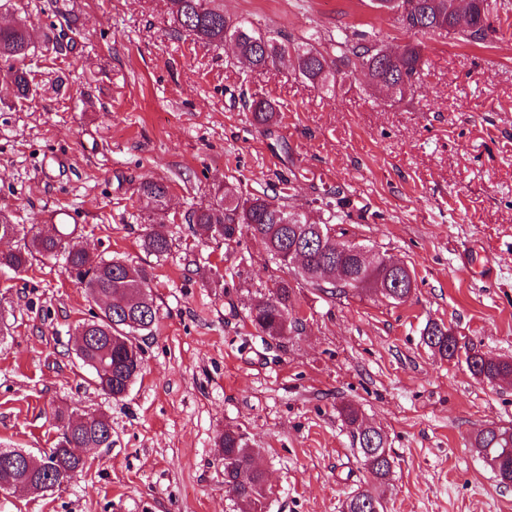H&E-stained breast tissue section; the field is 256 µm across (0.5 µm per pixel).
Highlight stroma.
<instances>
[{
  "instance_id": "35a3bbf8",
  "label": "stroma",
  "mask_w": 512,
  "mask_h": 512,
  "mask_svg": "<svg viewBox=\"0 0 512 512\" xmlns=\"http://www.w3.org/2000/svg\"><path fill=\"white\" fill-rule=\"evenodd\" d=\"M224 13L291 37L310 29L378 33L422 48L412 95L394 103L350 74L318 89L284 62L250 70L173 32L166 0H8L0 24L26 16L46 33L64 17L74 48L38 45L25 62L37 92L16 98L0 80V207L18 224L66 211L94 254H119L152 273L157 321L141 342L143 369L112 398L75 354V327L97 307L63 259L0 272V448L55 446L52 413L99 411L110 449L35 495L0 494V512H240L224 490L216 437L244 433L261 452L262 512H341L376 479L338 409L349 404L387 437V512H512L474 444L512 424V383L490 385L423 342L427 322L450 327L486 356L512 359V17L482 42L411 34L370 0H222ZM60 91H50L55 78ZM267 98L278 117L257 124ZM169 187L164 214L137 186ZM274 194L315 211L338 193L337 231L415 275L391 304L356 290L328 296L294 281L303 325L258 335L255 293L288 277L253 234L204 241L185 217L214 184ZM166 225L163 258L140 247Z\"/></svg>"
}]
</instances>
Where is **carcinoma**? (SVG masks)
<instances>
[{"label":"carcinoma","instance_id":"carcinoma-1","mask_svg":"<svg viewBox=\"0 0 512 512\" xmlns=\"http://www.w3.org/2000/svg\"><path fill=\"white\" fill-rule=\"evenodd\" d=\"M460 0H371L372 6L394 15L399 28L411 32L443 34L448 28L465 41H484L496 32L493 20L509 11L507 0H465L468 23L456 27L457 3ZM171 23L175 32L193 41L215 48L234 43L238 59L251 70H265L277 60L294 55L298 74L317 88L333 87L337 76L347 69L364 72L375 89H393L403 99L413 91L421 76L422 56L418 45L405 43L389 47L375 34L353 32L325 37L312 29L294 42L288 35L279 37L263 31L250 21H234L224 14L220 0H168ZM35 44L34 28L24 20L0 26V61L10 63L4 78L10 80L17 98L26 99L33 88L24 63ZM254 121L267 125L276 115L269 99H256L249 105ZM289 187L269 196L243 195L238 188L224 182L214 188L212 201L187 215L186 222L196 234L208 239L232 241L243 231L260 236L268 253L288 266V252L303 241L305 270L296 275L309 286L331 297L346 293L352 287L372 293L379 278L389 271L383 259L376 265L361 264L354 256L336 254V243L322 242L312 230L314 221L297 222L296 214L285 204ZM169 186L162 180L145 179L137 188L142 207L152 213L165 209ZM10 230L21 244L0 253V271L19 272L38 256L63 254L66 270L84 285L89 297L99 305L94 320L77 327L87 337L77 350V357L91 370L94 385L114 398L123 396L126 387L142 370V348L139 338L152 333L157 321V307L151 293V272L144 266H133L120 257L102 258L89 253L73 240L74 231L60 224H16L10 210L0 207V232ZM142 250L161 257L171 249V239L163 224H151L141 237ZM248 318L265 336L282 338L302 324L296 308L294 288L288 280H280L269 294L253 299ZM429 329L438 333L429 348L441 358L464 359L472 375L489 383L512 379V360L492 359L473 343L458 346L453 333L437 323ZM339 414L358 436L363 427L359 412L342 405ZM59 440L48 457V464L30 465L26 461L7 464L0 457V488L16 482L33 493H43L60 486L70 475L82 470L84 462L70 453L72 448L112 447L109 430L112 425L89 412L57 410L54 413ZM375 447H357L362 465L378 480V485L359 488L348 497L344 512H385L384 488L391 473V458L384 435H373ZM480 448L492 449L493 457L502 459L500 474L512 480V434H497L480 429L475 437ZM216 445L224 459V488L238 500L260 501L265 475L258 457L259 450L248 444L239 431L226 430L217 437Z\"/></svg>","mask_w":512,"mask_h":512}]
</instances>
